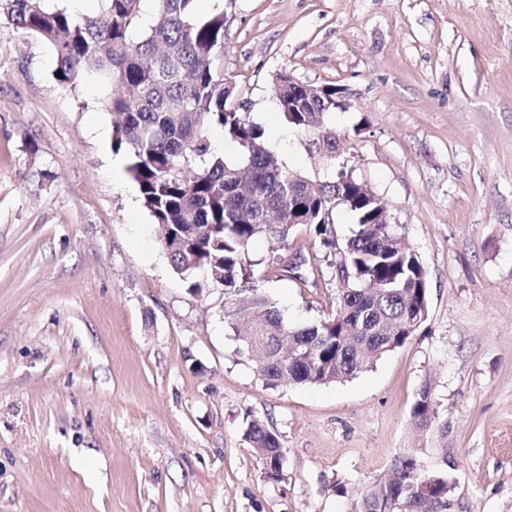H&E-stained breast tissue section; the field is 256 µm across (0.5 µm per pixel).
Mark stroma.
I'll use <instances>...</instances> for the list:
<instances>
[{
	"label": "stroma",
	"mask_w": 512,
	"mask_h": 512,
	"mask_svg": "<svg viewBox=\"0 0 512 512\" xmlns=\"http://www.w3.org/2000/svg\"><path fill=\"white\" fill-rule=\"evenodd\" d=\"M214 12L268 150L385 202L428 316L345 381L263 384L223 291L173 274L112 149L111 87L58 86L48 45L2 19L0 512H355L407 453L447 478L445 512H512V0H199ZM281 72L340 91L335 158L284 120ZM297 255L301 281L273 262ZM249 258L289 322L335 310L339 256L313 226ZM253 418L285 452L280 481ZM244 436L260 459L269 466L266 472L267 478L270 481H279L282 477L284 451L280 447L278 438L259 419L246 422ZM279 448L281 450L278 454H269Z\"/></svg>",
	"instance_id": "1"
}]
</instances>
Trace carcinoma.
I'll list each match as a JSON object with an SVG mask.
<instances>
[{
	"instance_id": "obj_1",
	"label": "carcinoma",
	"mask_w": 512,
	"mask_h": 512,
	"mask_svg": "<svg viewBox=\"0 0 512 512\" xmlns=\"http://www.w3.org/2000/svg\"><path fill=\"white\" fill-rule=\"evenodd\" d=\"M197 2L157 0V19L144 30L142 0H98L93 16L46 0H0V18L48 44L55 71L62 73L57 85L74 88L91 76L112 84L106 102L118 116L112 149L126 154L127 171L155 231L195 224L202 236L215 238L209 267L193 268L176 256L172 270L196 293L224 290V323L237 351L266 349L271 355L268 364H256L259 379L271 387L285 381L342 382L402 346L409 329L422 324L428 307L424 267L392 225L378 223L375 203L356 183H317L278 163L224 78V13L201 16ZM274 96L285 120L322 135L323 153L333 158L339 143L323 127V117L336 108V88H327L314 112L288 111V87L278 81ZM213 127L237 144L236 158L213 150ZM336 203L356 218L352 235L336 245V311L313 324L290 325L254 279L250 245L260 237L284 242L300 224L325 235ZM432 414L426 388L414 405V423L423 427ZM244 436L269 464L267 478L279 481L284 452L278 438L259 419L246 422ZM394 470L387 483L364 495L358 512L397 503L406 505L403 512H440L446 506L448 481L423 472L414 455H404ZM429 478L432 497L424 498L420 485Z\"/></svg>"
}]
</instances>
